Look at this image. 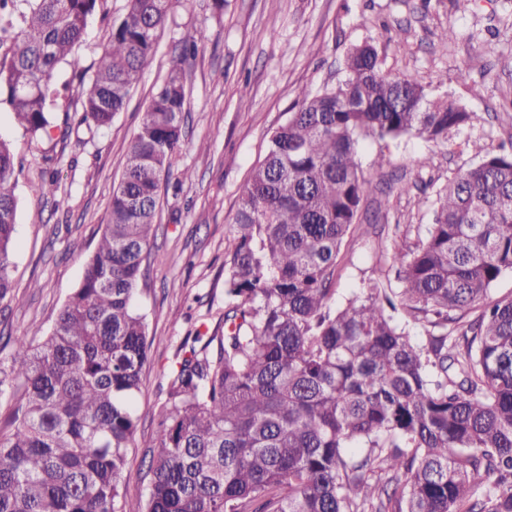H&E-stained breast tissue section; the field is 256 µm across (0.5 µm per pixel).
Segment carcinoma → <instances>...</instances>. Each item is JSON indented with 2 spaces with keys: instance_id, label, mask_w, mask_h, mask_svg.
Masks as SVG:
<instances>
[{
  "instance_id": "obj_1",
  "label": "carcinoma",
  "mask_w": 512,
  "mask_h": 512,
  "mask_svg": "<svg viewBox=\"0 0 512 512\" xmlns=\"http://www.w3.org/2000/svg\"><path fill=\"white\" fill-rule=\"evenodd\" d=\"M99 0H0V104L36 142L53 139L61 92L80 123L109 126L156 53L173 0H126L91 77L75 48ZM188 32L152 96L113 187L101 238L45 333L13 338L0 396V512H116L150 342L134 305L161 191L177 166ZM70 79L59 82L61 66ZM238 188L224 258L222 335L184 341L168 375L144 509L129 512H512V298L485 303L512 271V154L436 192L414 246L394 242L402 288L368 282L336 306L345 239L375 187L367 140L445 142L473 114L428 99L354 47L335 85L299 92ZM15 152L0 138V303L11 293ZM423 325L412 336L396 313ZM43 335L33 344L32 336Z\"/></svg>"
}]
</instances>
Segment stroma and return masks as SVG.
<instances>
[{"mask_svg": "<svg viewBox=\"0 0 512 512\" xmlns=\"http://www.w3.org/2000/svg\"><path fill=\"white\" fill-rule=\"evenodd\" d=\"M125 8L126 0H103L76 49L87 71H94L108 43L110 18ZM200 26L208 39L187 68L179 159L192 177L179 195L161 199L136 299L153 340L138 401L142 439L155 430L181 343L195 331L223 326L224 250L239 186L262 160L269 133L295 107L299 91L335 84L353 46L373 44L385 75L416 76L430 98L452 100L474 119L449 130L444 143L409 135L361 149L364 174L380 184L388 202H366V223L345 241L337 303L379 270L391 269L393 237L412 245L424 235L433 221L436 189L478 163L474 143L512 151V0H470L464 9L455 0H224L220 14L213 0H176L158 34L154 61L124 110L109 127L92 134L79 129L55 146L54 199L44 202L37 195L41 147L30 143L8 111L0 112V136L23 160L15 172V297L0 311V360L9 359V338L17 331L48 330L77 286L106 222L129 142L179 40ZM448 28L454 35L441 42ZM381 154L388 163L379 168ZM422 156L430 159L423 169L416 165Z\"/></svg>", "mask_w": 512, "mask_h": 512, "instance_id": "stroma-1", "label": "stroma"}]
</instances>
